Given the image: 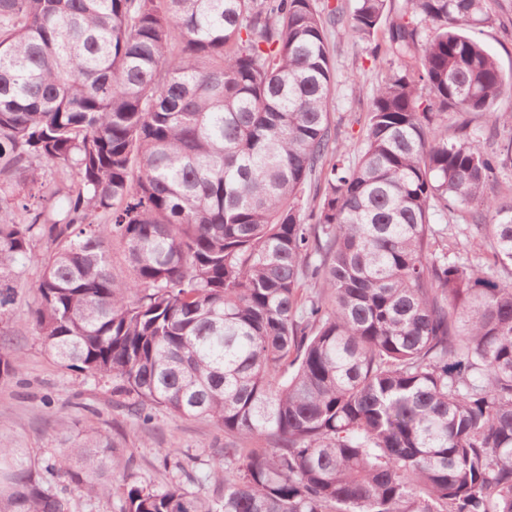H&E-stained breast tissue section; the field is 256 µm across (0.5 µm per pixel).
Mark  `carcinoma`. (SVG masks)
I'll list each match as a JSON object with an SVG mask.
<instances>
[{
  "label": "carcinoma",
  "mask_w": 512,
  "mask_h": 512,
  "mask_svg": "<svg viewBox=\"0 0 512 512\" xmlns=\"http://www.w3.org/2000/svg\"><path fill=\"white\" fill-rule=\"evenodd\" d=\"M487 2L405 0L390 20L388 0L347 17L0 0V318L46 241L31 325L47 351L137 421L233 437L224 493L131 481L122 512H512V200L485 194L512 136L448 132L450 107L512 127L471 34ZM383 24L390 74L354 160L329 119L328 28ZM119 447L86 430L38 469L0 448V512L111 496Z\"/></svg>",
  "instance_id": "obj_1"
}]
</instances>
